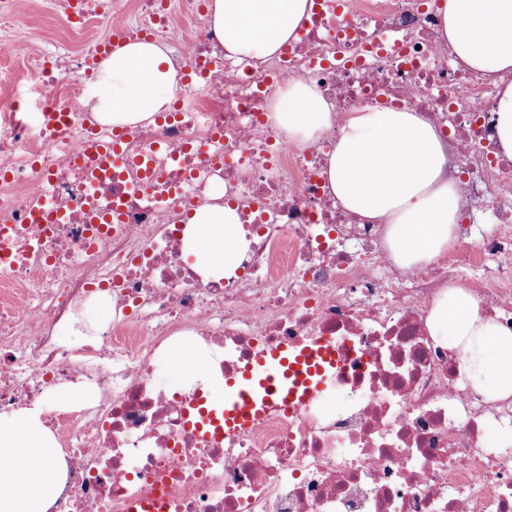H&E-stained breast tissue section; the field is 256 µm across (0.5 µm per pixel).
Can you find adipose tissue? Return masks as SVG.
<instances>
[{
	"label": "adipose tissue",
	"mask_w": 512,
	"mask_h": 512,
	"mask_svg": "<svg viewBox=\"0 0 512 512\" xmlns=\"http://www.w3.org/2000/svg\"><path fill=\"white\" fill-rule=\"evenodd\" d=\"M311 7L312 0H212L209 16L229 56L264 59L295 37ZM438 12L457 64L496 86L494 134L512 159V0H444ZM177 75L162 47L132 42L101 62L86 105L106 125L148 124L169 110ZM269 110L299 149L336 130L330 190L344 209L384 225L399 266H419L454 247L461 214L448 142L421 113L368 107L337 124L322 94L296 81L279 90ZM248 248L232 206L202 207L186 220L183 250L203 277L235 276ZM428 326L458 355L471 393L488 402L512 399V331L480 314L468 286L444 285ZM42 415L39 406L0 413V512H49L64 486L61 451Z\"/></svg>",
	"instance_id": "obj_1"
}]
</instances>
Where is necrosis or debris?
I'll return each instance as SVG.
<instances>
[{
  "label": "necrosis or debris",
  "instance_id": "necrosis-or-debris-1",
  "mask_svg": "<svg viewBox=\"0 0 512 512\" xmlns=\"http://www.w3.org/2000/svg\"><path fill=\"white\" fill-rule=\"evenodd\" d=\"M133 4L136 25L177 49L178 113L126 132L138 167L69 163L81 134L110 135L81 105L96 52L68 55L57 73L34 67L39 109L65 105L47 131L0 103V412L42 404L77 386L86 398L47 411L66 481L50 512H127L170 491L168 512H512V407L463 390L458 356L435 346L427 318L438 284L466 275L482 314L512 325V160L493 138L496 88L454 63L425 0H321L299 40L262 61L228 57L198 0ZM319 88L336 119L386 102L425 113L457 145L463 213H491L479 242L446 259L398 268L384 227L344 209L325 175L335 131L297 149L269 118L282 85ZM233 203L250 241L241 279L206 280L181 260L184 211ZM48 204L58 223L39 224ZM106 287L112 319L64 348L56 326ZM324 340L345 354L329 412L315 399L223 439L190 428L202 386L171 395L155 357L189 343L209 372L233 374L261 347Z\"/></svg>",
  "mask_w": 512,
  "mask_h": 512
}]
</instances>
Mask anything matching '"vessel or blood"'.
<instances>
[{"mask_svg": "<svg viewBox=\"0 0 512 512\" xmlns=\"http://www.w3.org/2000/svg\"><path fill=\"white\" fill-rule=\"evenodd\" d=\"M81 163L110 162L119 144L86 138ZM341 373L338 348L317 340L300 347L280 344L260 349L224 383L221 398H201L190 424L205 435L244 432L280 412L293 413L336 383Z\"/></svg>", "mask_w": 512, "mask_h": 512, "instance_id": "vessel-or-blood-1", "label": "vessel or blood"}]
</instances>
